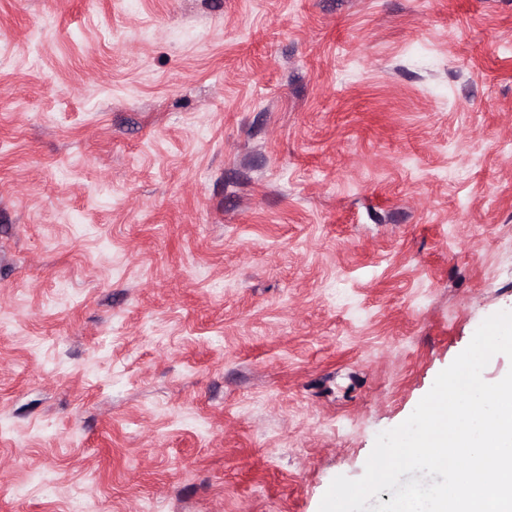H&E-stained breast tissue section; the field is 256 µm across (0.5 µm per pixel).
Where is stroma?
I'll return each instance as SVG.
<instances>
[{"instance_id":"stroma-1","label":"stroma","mask_w":512,"mask_h":512,"mask_svg":"<svg viewBox=\"0 0 512 512\" xmlns=\"http://www.w3.org/2000/svg\"><path fill=\"white\" fill-rule=\"evenodd\" d=\"M512 311V0H0V512H318Z\"/></svg>"}]
</instances>
